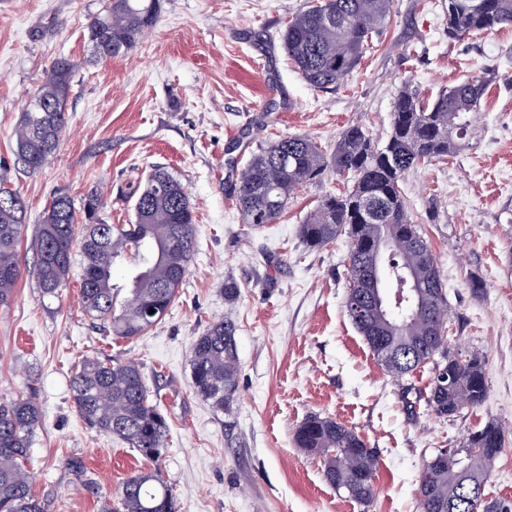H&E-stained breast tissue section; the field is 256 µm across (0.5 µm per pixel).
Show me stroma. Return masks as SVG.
<instances>
[{
  "label": "stroma",
  "mask_w": 512,
  "mask_h": 512,
  "mask_svg": "<svg viewBox=\"0 0 512 512\" xmlns=\"http://www.w3.org/2000/svg\"><path fill=\"white\" fill-rule=\"evenodd\" d=\"M443 0H392L383 31L335 90L310 87L280 46L306 0H160L156 25L128 52L92 59L87 26L104 0H0V173L27 204L21 276L0 307V398L36 391L43 420L26 471L53 512H100L124 480L150 468L121 440L85 424L69 378L85 355L136 363L168 418L158 466L178 512H421L418 484L439 449L461 447L484 424L506 446L485 485L512 498V27L449 42ZM78 61L60 145L41 169L15 155L30 97L59 57ZM484 74L493 82L465 147L407 174L402 189L446 286L447 348L485 363L483 404L452 417L426 403L431 367L395 378L349 319L346 237L311 250L299 227L339 176L296 190L272 224L244 223L228 191L259 145L306 135L331 153L344 128L376 141L390 130L402 82L423 95ZM183 183L197 250L169 313L138 339H107L80 306V261L55 296L33 274L34 242L53 197L104 193L109 224L134 220L133 201L154 167ZM236 281L235 303L224 300ZM237 322L238 388L220 411L192 387L190 344L214 321ZM311 415L345 424L374 448L376 496L362 505L323 477L293 442ZM84 461L96 489L65 466Z\"/></svg>",
  "instance_id": "obj_1"
}]
</instances>
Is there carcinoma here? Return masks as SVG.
Instances as JSON below:
<instances>
[{
    "instance_id": "obj_1",
    "label": "carcinoma",
    "mask_w": 512,
    "mask_h": 512,
    "mask_svg": "<svg viewBox=\"0 0 512 512\" xmlns=\"http://www.w3.org/2000/svg\"><path fill=\"white\" fill-rule=\"evenodd\" d=\"M160 0H106L87 27L91 56L97 61L125 54L158 19ZM390 0H311L289 20L281 46L295 70L317 90L341 85L359 65L374 36L387 23ZM449 41L496 28L512 27V0H448ZM77 64L57 59L33 94L16 130V151L30 171L56 152L66 126V106ZM492 77H472L425 99L411 83L396 94L390 132L379 145L359 124L346 127L329 155L312 139L281 136L260 146L244 176L230 185L247 224L274 223L288 199L305 184L330 171L350 183L324 195L299 233L304 244L320 249L344 235L348 292L346 311L381 365L396 378L434 362L428 406L451 417L460 407L480 406L487 393L484 361L465 359L445 347L448 299L438 263L414 224L401 188L404 176L425 162L456 154ZM0 178V306L10 304L20 277L18 245L27 223L19 192ZM104 201L89 190L82 205L66 194L50 203L35 242L34 274L43 294L54 296L68 278L74 245L82 257L80 296L86 314L117 338L135 339L161 321L175 302L196 251L195 215L184 187L163 167H155L137 193L134 222L107 224ZM82 226L76 238V226ZM133 260L132 277L121 310L112 265ZM382 264L391 282L392 309L369 304L372 269ZM154 313H149V310ZM237 324L229 316L194 338L190 367L195 393L218 408H229L237 390ZM454 385L440 389L442 375ZM71 396L82 420L156 462L166 451L169 425L152 399L139 366L118 359H83L72 371ZM42 414L34 393L0 401V512H52V499L30 491L22 470ZM294 444L322 458L325 481L348 498L366 504L375 496V451L353 430L331 418L311 416L294 433ZM505 433L489 422L468 435L465 447L425 466L419 484L422 512H472L464 497L485 485L502 452ZM345 448L352 467L340 469L336 452ZM479 449L469 460L465 449ZM103 512H177V501L158 469L140 471L122 484Z\"/></svg>"
}]
</instances>
